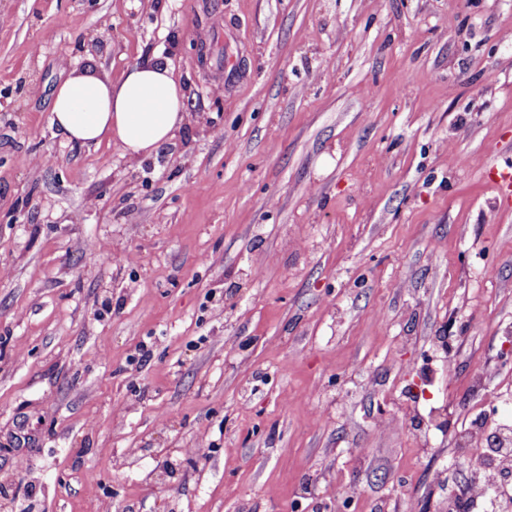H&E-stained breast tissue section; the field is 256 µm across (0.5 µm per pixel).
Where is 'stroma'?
I'll list each match as a JSON object with an SVG mask.
<instances>
[{
  "instance_id": "obj_1",
  "label": "stroma",
  "mask_w": 512,
  "mask_h": 512,
  "mask_svg": "<svg viewBox=\"0 0 512 512\" xmlns=\"http://www.w3.org/2000/svg\"><path fill=\"white\" fill-rule=\"evenodd\" d=\"M158 56L154 154L50 126ZM506 162L512 0H0L5 512H448L512 396Z\"/></svg>"
}]
</instances>
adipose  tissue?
Segmentation results:
<instances>
[{"mask_svg":"<svg viewBox=\"0 0 512 512\" xmlns=\"http://www.w3.org/2000/svg\"><path fill=\"white\" fill-rule=\"evenodd\" d=\"M186 105L170 64L156 59L129 66L116 83L90 74L65 79L54 90L49 121L68 142L107 140L128 156H148L173 138Z\"/></svg>","mask_w":512,"mask_h":512,"instance_id":"ef3b65f1","label":"adipose tissue"}]
</instances>
